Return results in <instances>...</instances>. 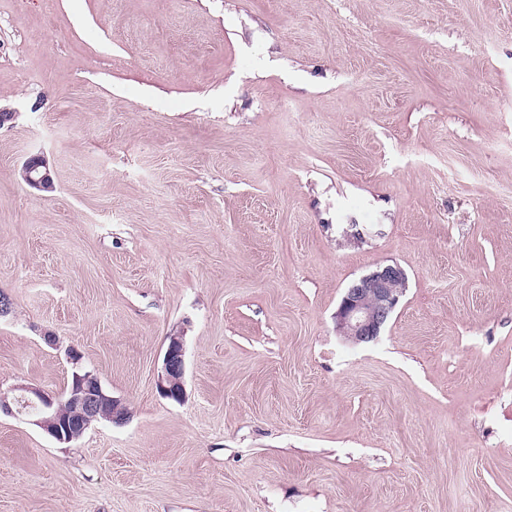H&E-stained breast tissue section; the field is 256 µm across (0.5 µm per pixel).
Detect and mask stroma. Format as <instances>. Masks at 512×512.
<instances>
[{"instance_id": "1", "label": "stroma", "mask_w": 512, "mask_h": 512, "mask_svg": "<svg viewBox=\"0 0 512 512\" xmlns=\"http://www.w3.org/2000/svg\"><path fill=\"white\" fill-rule=\"evenodd\" d=\"M0 107V392L130 412L1 414L0 512H512V0H0ZM23 168L25 182L39 190L51 191L54 188L53 178L46 160L41 156L29 158ZM406 283V273L398 264L378 266L354 280L336 312L339 331L355 343L376 339L397 307ZM185 351L182 336H172L165 352L157 389L168 399L181 401L185 397ZM67 354L74 365L73 385L56 406L67 404L72 412L68 419L55 408L51 396L31 386H19V395L9 397L0 392V412L15 416L34 414L32 423L59 443H71L79 439L95 422L107 419L111 423H122L128 414L120 400L107 395L97 376L79 366L80 355L74 348ZM69 397V398H68ZM68 399V400H67ZM32 412H31V411Z\"/></svg>"}]
</instances>
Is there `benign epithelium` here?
Returning <instances> with one entry per match:
<instances>
[{
    "label": "benign epithelium",
    "mask_w": 512,
    "mask_h": 512,
    "mask_svg": "<svg viewBox=\"0 0 512 512\" xmlns=\"http://www.w3.org/2000/svg\"><path fill=\"white\" fill-rule=\"evenodd\" d=\"M25 182L39 190L51 191L53 178L46 160L29 158L23 165ZM407 283L404 269L397 264L377 267L371 273L354 280L346 289L336 312L337 328L349 340L360 343L376 339L403 295ZM67 354L74 365L73 385L67 404L69 418L55 408L51 396L31 386H19L20 394L8 396L0 392V412L15 416L34 414L32 423L59 443L79 439L95 422L107 419L121 423L127 409L123 403L106 394L97 376L79 366L80 355L70 348ZM185 351L182 337L173 336L165 352L157 389L168 399L181 401L185 397Z\"/></svg>",
    "instance_id": "1"
}]
</instances>
